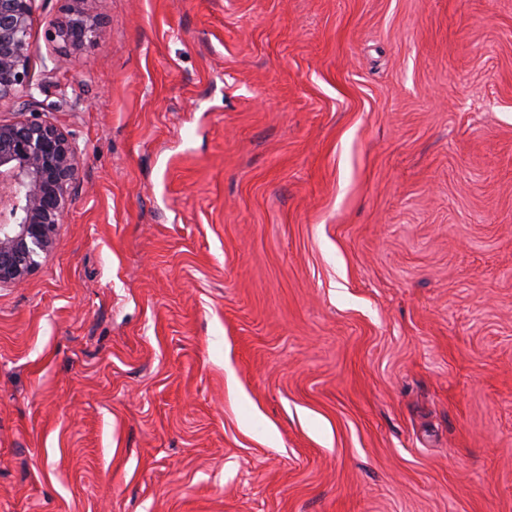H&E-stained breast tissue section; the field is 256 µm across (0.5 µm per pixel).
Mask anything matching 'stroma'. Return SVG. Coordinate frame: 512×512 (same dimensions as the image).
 <instances>
[{
	"mask_svg": "<svg viewBox=\"0 0 512 512\" xmlns=\"http://www.w3.org/2000/svg\"><path fill=\"white\" fill-rule=\"evenodd\" d=\"M67 6L0 101L82 151L0 512H512V0ZM68 2L67 19L55 32V37L75 48L83 46L86 41L100 42L107 39L110 32L108 25L86 7L89 0Z\"/></svg>",
	"mask_w": 512,
	"mask_h": 512,
	"instance_id": "stroma-1",
	"label": "stroma"
}]
</instances>
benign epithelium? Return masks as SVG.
I'll return each mask as SVG.
<instances>
[{
    "label": "benign epithelium",
    "mask_w": 512,
    "mask_h": 512,
    "mask_svg": "<svg viewBox=\"0 0 512 512\" xmlns=\"http://www.w3.org/2000/svg\"><path fill=\"white\" fill-rule=\"evenodd\" d=\"M34 0H0V100L30 89L27 50ZM55 36L71 47L107 39L106 22L68 0ZM82 152L62 127L36 118L0 121V287L20 286L56 248Z\"/></svg>",
    "instance_id": "1"
}]
</instances>
